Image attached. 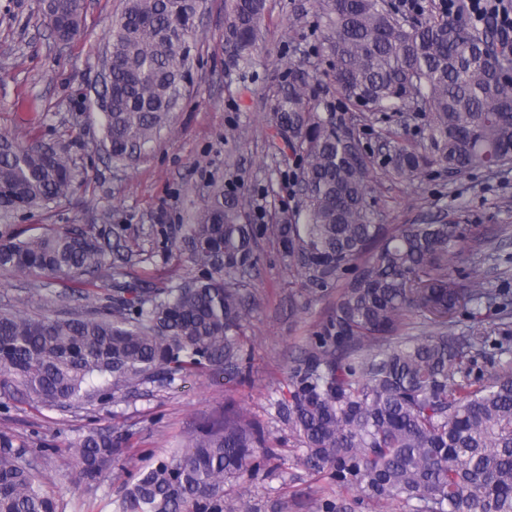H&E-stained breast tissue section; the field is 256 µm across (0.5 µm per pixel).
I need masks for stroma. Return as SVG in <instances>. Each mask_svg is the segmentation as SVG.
<instances>
[{
    "label": "stroma",
    "instance_id": "obj_1",
    "mask_svg": "<svg viewBox=\"0 0 512 512\" xmlns=\"http://www.w3.org/2000/svg\"><path fill=\"white\" fill-rule=\"evenodd\" d=\"M124 0H84L81 33L58 41L42 0H0V135L64 149L81 180L67 200L15 214L0 232L28 235L60 225L95 223L110 213L112 267L160 288L197 276L177 248L188 215L215 186L237 188L254 212L273 218L296 202L290 168L269 146L268 117L286 63L324 71L314 91L321 113L363 129L374 159L371 202L387 224H467L452 274L478 272L486 287L512 293V166L451 178L430 172L402 181L384 156L394 143L429 146L428 121L397 112H349L327 75L318 0H267L256 51V72L242 76L224 63V0H204L190 39V72L181 106L159 139L134 166L116 164L102 147L95 107L102 52ZM260 263L246 288L245 379L227 385L201 370L173 381L119 392L107 404L44 408L0 397V433L42 455L38 475L58 512H116L125 486L140 471L181 449L187 434L222 418L227 405L243 409L263 432L272 458H260L246 479L249 512H414L413 503L379 504L336 485L303 461V447L278 411L289 398V372L304 354L336 300V289L306 295L286 269L271 232L259 235ZM33 279L0 274V307L30 315L64 316L78 293L103 296L106 282L52 281L32 291ZM111 427L121 439L112 469L88 482L78 473L76 443L87 428Z\"/></svg>",
    "mask_w": 512,
    "mask_h": 512
}]
</instances>
